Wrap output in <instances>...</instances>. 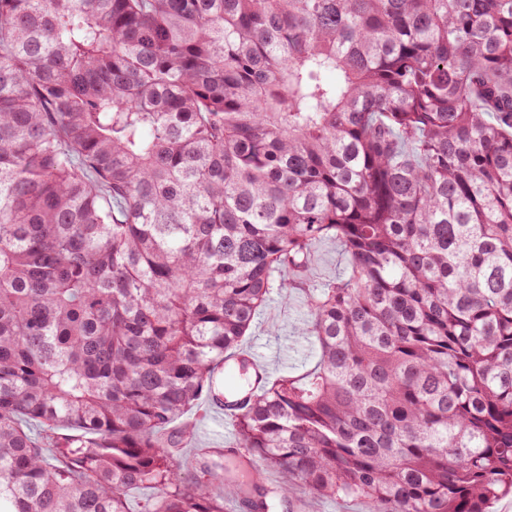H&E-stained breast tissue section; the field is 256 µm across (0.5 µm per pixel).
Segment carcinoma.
<instances>
[{
  "label": "carcinoma",
  "instance_id": "carcinoma-1",
  "mask_svg": "<svg viewBox=\"0 0 512 512\" xmlns=\"http://www.w3.org/2000/svg\"><path fill=\"white\" fill-rule=\"evenodd\" d=\"M346 265L304 284L312 247ZM302 374L224 403L273 289ZM512 490V0H0V512ZM183 421L193 422L194 425V442L183 448L185 453L195 446H225L233 439L232 427L230 422L225 427L223 434L217 435L216 428L207 411V403H203L201 409L192 414H188L182 418ZM225 434V440H224Z\"/></svg>",
  "mask_w": 512,
  "mask_h": 512
}]
</instances>
